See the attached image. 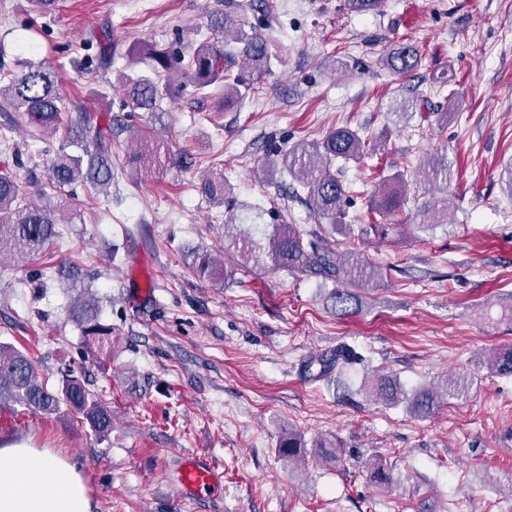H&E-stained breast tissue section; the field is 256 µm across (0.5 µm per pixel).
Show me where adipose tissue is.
Returning a JSON list of instances; mask_svg holds the SVG:
<instances>
[{
	"label": "adipose tissue",
	"instance_id": "ef3b65f1",
	"mask_svg": "<svg viewBox=\"0 0 512 512\" xmlns=\"http://www.w3.org/2000/svg\"><path fill=\"white\" fill-rule=\"evenodd\" d=\"M80 473L46 449L0 448V512H90Z\"/></svg>",
	"mask_w": 512,
	"mask_h": 512
}]
</instances>
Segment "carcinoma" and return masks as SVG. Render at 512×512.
Instances as JSON below:
<instances>
[{"label": "carcinoma", "mask_w": 512, "mask_h": 512, "mask_svg": "<svg viewBox=\"0 0 512 512\" xmlns=\"http://www.w3.org/2000/svg\"><path fill=\"white\" fill-rule=\"evenodd\" d=\"M383 0H346L348 11L366 15L375 13ZM275 13L270 0H241L221 13L210 17L209 26L224 34V41L238 44L235 49L202 41L184 58L175 52L161 51L148 44L137 50L138 60L147 71H123L117 74L116 83L123 91L127 106L142 112L162 111L165 99L179 95L187 85L203 93L212 86L224 88V106L241 98V89L250 87L246 75L260 76L271 70L272 54L261 30L270 27L269 18ZM240 58L241 70L233 74L229 65ZM377 64L398 76L415 71L421 64L419 51L408 44H398L381 55ZM429 108L428 98L415 86L400 90L398 99L389 105L391 114L399 120H409L415 113ZM0 112H20L29 126V136L40 140L45 133L65 123L70 143L79 152L60 153L49 168L46 187L60 203L66 187L81 184L93 190L105 191L112 185V120L101 124L100 116L69 107L63 94L57 69L49 62L34 63L17 58L15 69H0ZM369 141L359 132L339 128L320 142H300L285 151H279L262 165L268 173L276 168L288 172L303 193L295 197L303 202L315 217L328 221L324 234L305 238L298 224H278L272 210L256 209L253 217H244L234 207L227 208L225 225L238 227L245 222L257 223L267 215L273 220L272 231L267 235V245H262L249 229L239 230L231 236L229 247L242 259L259 261L261 251H267L274 267L305 275H320L326 279L341 280L364 287L381 277L380 269L361 254L342 257L337 249L335 234L351 232L342 209L347 188L331 170L338 160L361 158ZM135 160L143 167L162 170L170 163L168 146L150 134H144L135 150ZM428 177L433 182L448 183V161L433 157L429 162ZM205 193L213 200L224 202V174L216 169L203 178ZM408 199L407 178L398 172L381 177L378 195L373 198L368 213L356 220L357 236L387 239L395 234L427 232L448 223V196L437 198L416 211L422 218L418 224L400 223L401 211ZM55 211L25 201V190L17 178L8 172L0 173V266L4 261L25 263L45 251L58 235ZM200 278L224 277V265L213 255L201 250L194 253L191 265ZM330 298L336 316L340 318L357 314L361 308L359 297L337 288ZM69 315L80 327L89 348L99 352L111 348L112 326L101 322L98 301L79 298L70 306ZM356 356L346 350L330 356H321L305 364V373L313 380L341 377ZM319 366L312 373L313 366ZM491 367L501 375H512V349H500L490 359ZM468 382L464 376L445 379L442 390L420 388L411 394L403 392L397 379L381 376L372 386L375 396L387 403L404 402L418 416L431 414L450 398L465 393ZM0 401L15 402L45 414H56L65 407L82 416L92 434L102 439L112 431V414L109 407L96 394L90 392L73 370L62 372L61 384L50 390L38 379L31 361L17 348L0 343Z\"/></svg>", "instance_id": "1"}]
</instances>
